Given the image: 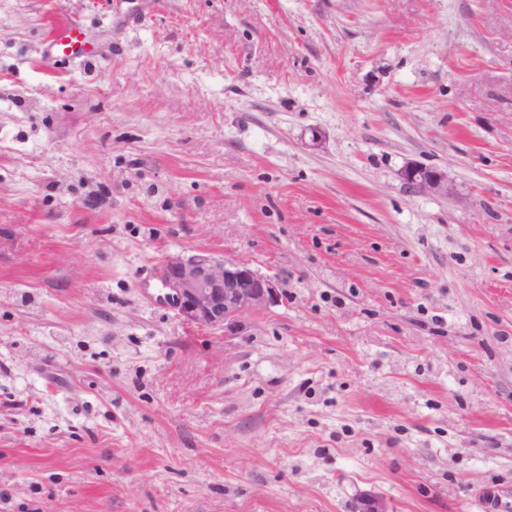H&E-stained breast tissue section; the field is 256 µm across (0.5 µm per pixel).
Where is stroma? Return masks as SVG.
Here are the masks:
<instances>
[{
	"label": "stroma",
	"mask_w": 512,
	"mask_h": 512,
	"mask_svg": "<svg viewBox=\"0 0 512 512\" xmlns=\"http://www.w3.org/2000/svg\"><path fill=\"white\" fill-rule=\"evenodd\" d=\"M197 251L247 335L148 303ZM367 494L512 512V0H0V512ZM86 32L77 24L60 22L56 24L46 42V52L55 59H82L89 62L94 55L88 48ZM398 175L405 184L419 192L446 197L454 193L453 184L446 172L421 163H407ZM164 299L186 323L243 336L248 318L280 301L278 284L249 263L208 253L171 254L162 264Z\"/></svg>",
	"instance_id": "obj_1"
}]
</instances>
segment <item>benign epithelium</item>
I'll use <instances>...</instances> for the list:
<instances>
[{"label":"benign epithelium","mask_w":512,"mask_h":512,"mask_svg":"<svg viewBox=\"0 0 512 512\" xmlns=\"http://www.w3.org/2000/svg\"><path fill=\"white\" fill-rule=\"evenodd\" d=\"M400 179L416 191L450 196L448 174L411 162L399 171ZM164 299L186 323L200 329L224 330L242 336L248 318L256 317L280 301L278 284L249 263L208 253L171 254L162 264Z\"/></svg>","instance_id":"1"}]
</instances>
